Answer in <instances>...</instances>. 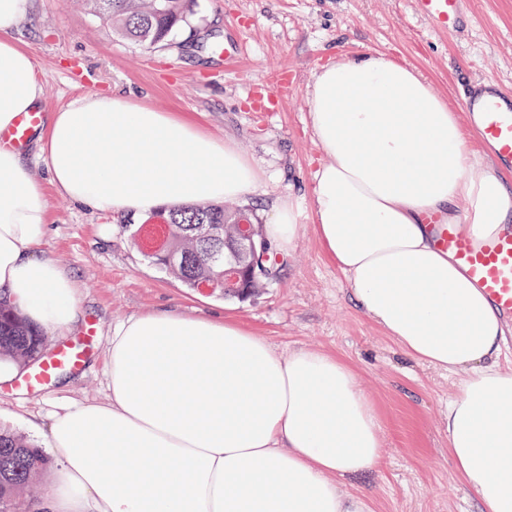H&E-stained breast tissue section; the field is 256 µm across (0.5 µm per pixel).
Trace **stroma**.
<instances>
[{
  "label": "stroma",
  "instance_id": "35a3bbf8",
  "mask_svg": "<svg viewBox=\"0 0 512 512\" xmlns=\"http://www.w3.org/2000/svg\"><path fill=\"white\" fill-rule=\"evenodd\" d=\"M474 5V19L454 34L429 29L412 0H195L193 34L147 51L114 35L90 0H32L14 38L33 57L43 114L84 94L121 93L183 113L232 142L265 174L260 189L240 200L263 225L277 198L311 202L321 156L307 89L313 72L336 55L387 54L415 68L459 113L474 83L512 87V0ZM284 69L295 92L270 111H255L254 84ZM27 153L31 174L45 184V158L32 143ZM44 193L50 227L39 251L73 275L83 324L47 336L43 355L71 343L86 358L63 383L1 385L0 426L36 440L54 412L105 398L104 351L118 322L159 306L193 315L223 310L279 348L315 346L352 365L382 416L385 464L347 488L367 493L374 512H483L448 456L454 376L408 357L357 309L313 229L280 254L274 282L247 301L227 302L188 290L149 263L133 237L143 216L91 211L46 184Z\"/></svg>",
  "mask_w": 512,
  "mask_h": 512
}]
</instances>
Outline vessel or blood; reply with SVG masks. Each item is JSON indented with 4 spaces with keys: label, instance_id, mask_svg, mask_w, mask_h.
<instances>
[{
    "label": "vessel or blood",
    "instance_id": "b4317fda",
    "mask_svg": "<svg viewBox=\"0 0 512 512\" xmlns=\"http://www.w3.org/2000/svg\"><path fill=\"white\" fill-rule=\"evenodd\" d=\"M416 14L437 31L457 30L472 13L473 0H413ZM293 87L289 73H281L275 84L258 83L253 91V104L265 111ZM465 109L475 123L481 142L489 148L498 163L512 167V94L491 85L473 87L465 98ZM39 112L19 115L8 132L9 140L24 145L42 124ZM440 243L483 290L493 306L512 316V231L485 238L462 235L455 225L440 227ZM85 361L82 348L63 345L28 382L45 384L61 368L80 369Z\"/></svg>",
    "mask_w": 512,
    "mask_h": 512
}]
</instances>
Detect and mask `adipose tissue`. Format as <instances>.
<instances>
[{
  "label": "adipose tissue",
  "mask_w": 512,
  "mask_h": 512,
  "mask_svg": "<svg viewBox=\"0 0 512 512\" xmlns=\"http://www.w3.org/2000/svg\"><path fill=\"white\" fill-rule=\"evenodd\" d=\"M27 8L0 0V131L43 98L13 38ZM308 104L323 156L312 205L277 199L266 236L288 250L313 216L360 310L410 358L456 376L448 453L484 512H512L505 323L434 233L506 230L512 189L468 148L447 98L386 54L318 68ZM37 145L48 185L99 212L236 199L264 179L231 142L110 93L53 112ZM45 186L23 151L0 147V292L42 329L70 331L83 318L74 279L37 253ZM106 368V399L50 420L41 512H372L344 483L380 468L382 417L336 355L280 349L229 314L156 308L113 327Z\"/></svg>",
  "instance_id": "ef3b65f1"
}]
</instances>
